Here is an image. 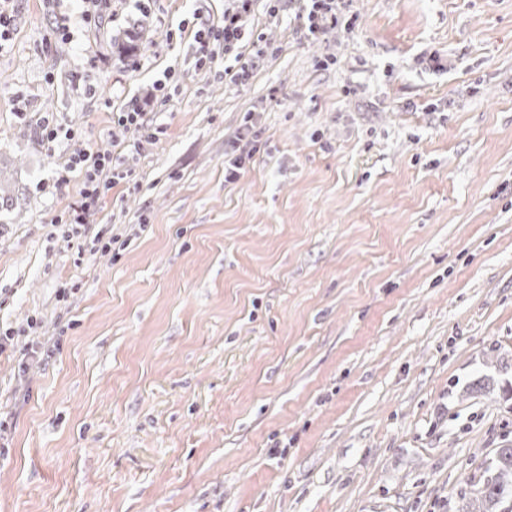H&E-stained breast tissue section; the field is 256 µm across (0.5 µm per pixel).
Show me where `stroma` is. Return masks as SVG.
Here are the masks:
<instances>
[{"label":"stroma","mask_w":512,"mask_h":512,"mask_svg":"<svg viewBox=\"0 0 512 512\" xmlns=\"http://www.w3.org/2000/svg\"><path fill=\"white\" fill-rule=\"evenodd\" d=\"M231 5L11 4L0 512H460L512 440V0H355L317 39L257 0L201 58ZM46 116L113 158L102 235ZM235 10L224 11V20L220 27L212 25L207 29L198 30L194 40L199 43L203 55L214 56L215 50L209 49L210 39L219 42L218 46L224 49V55L233 51L239 41L245 36L247 18L254 11L256 0H236ZM222 40V43L220 42ZM117 123L126 129L133 128V131L139 134L142 130L149 127V118L146 117V112H141L140 107L132 101L126 112H117Z\"/></svg>","instance_id":"1"}]
</instances>
